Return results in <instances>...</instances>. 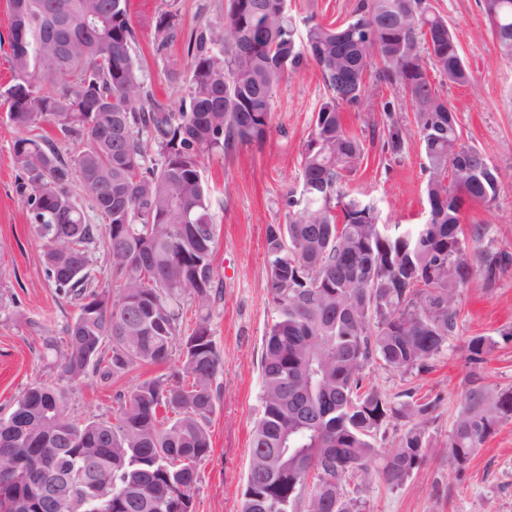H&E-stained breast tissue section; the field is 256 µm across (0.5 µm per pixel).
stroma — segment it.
Here are the masks:
<instances>
[{"label": "stroma", "instance_id": "1", "mask_svg": "<svg viewBox=\"0 0 512 512\" xmlns=\"http://www.w3.org/2000/svg\"><path fill=\"white\" fill-rule=\"evenodd\" d=\"M356 2L288 0V7L302 29L310 21L343 23ZM433 3L476 82L472 88L443 83L440 93L456 113L464 141L483 151L501 174L495 200L466 207L461 226L467 233L477 224L485 229L482 239L472 244L471 255L486 249L512 251V61L500 55L481 0ZM225 5V0H131L133 54L157 101L175 108L186 97L185 86L170 84L166 71L188 65L190 37L222 25ZM146 8L176 14L180 34L166 48H157L151 28L144 24ZM324 95L315 65L285 76L273 97L272 127L264 140L240 144L202 162L217 233L214 263L222 298L214 306L212 328L223 372L222 397L209 424L212 451L199 467L194 491L195 512H240L252 427L261 411L263 342L275 316L268 293L266 230L285 223L288 194L300 189L302 157ZM386 102L405 124H412L408 99L386 85L377 89L370 104L344 110L347 128L364 142V155L348 187L375 203L382 223L422 224L428 216L427 174L418 136L410 135L403 155L395 159L371 134L372 128L383 125ZM16 136L0 113V267L6 270L0 278V418L8 417L30 385L53 378L30 321L40 322L60 339L77 313L76 301L60 295L44 275L42 243L29 223L21 190L25 175L13 158ZM510 328L512 271L490 288L480 273H473L461 293L456 333L431 370L404 374L378 361L365 368L364 384L396 404L404 402L409 391L418 398L437 399L426 437L438 451L448 441L472 373H479L485 385L512 389V340L504 335ZM479 335L491 337L494 346L475 370L467 360V344ZM179 364L175 353L167 364L143 366L116 381L104 383L91 375L68 384L70 413L81 420L111 419L116 390L168 376ZM359 512H512V420L488 437L464 472H456L438 453L402 488L373 481L361 497Z\"/></svg>", "mask_w": 512, "mask_h": 512}]
</instances>
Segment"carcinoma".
Here are the masks:
<instances>
[{
  "instance_id": "carcinoma-1",
  "label": "carcinoma",
  "mask_w": 512,
  "mask_h": 512,
  "mask_svg": "<svg viewBox=\"0 0 512 512\" xmlns=\"http://www.w3.org/2000/svg\"><path fill=\"white\" fill-rule=\"evenodd\" d=\"M14 83L0 91L30 224L44 247L46 278L78 300L63 345L43 336L57 381L28 387L0 419V449L24 462L0 469V512L16 495L37 497L45 458L65 454L59 512H194L199 465L211 452L208 424L220 396L223 362L213 338L216 225L201 174L202 159L260 142L272 100L286 74L313 63L326 98L314 116L303 156L299 198L288 197L284 224L266 230L269 295L276 316L262 353L261 412L254 422L240 512H358L375 477L401 488L425 458L433 400L391 404L363 386L372 362L407 372L429 370L457 328L460 293L471 279L469 242L460 210L441 200L464 181L469 201L495 200L500 173L462 142L457 116L431 82L471 84L445 19L430 0H357L346 23L313 22L297 34L287 0H227L224 26L189 40L188 100L173 110L158 102L131 53L136 32L129 0H9ZM66 9L76 48L56 55L51 20ZM500 54L512 61V0H482ZM154 41L179 34L177 15L158 11ZM42 71L68 81L57 92L35 86ZM396 86L408 97L414 129L384 105L383 147L400 154L419 136L428 173V217L403 229L381 223L375 204L346 182L363 152L341 108L370 99L371 86ZM51 122L80 139L64 156L48 136ZM77 183L81 197L71 192ZM89 207H84L83 202ZM105 224H92L87 209ZM103 238L117 293L91 273L90 248ZM486 287L512 269V252L486 250ZM195 324L183 329L185 298ZM181 366L115 394L113 419L80 421L61 381L90 373L108 382L146 366ZM491 340L475 336L468 360L478 366ZM473 374L442 452L463 472L495 427L512 418V389ZM392 418L413 421L396 446L376 436Z\"/></svg>"
}]
</instances>
